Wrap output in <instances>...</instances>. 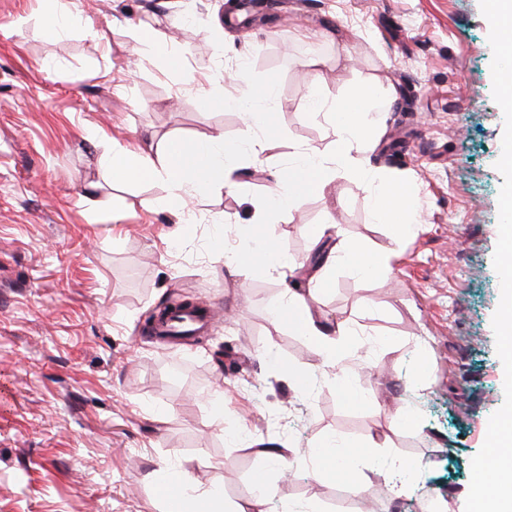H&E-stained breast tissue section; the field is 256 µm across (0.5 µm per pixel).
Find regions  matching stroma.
I'll return each instance as SVG.
<instances>
[{
	"label": "stroma",
	"mask_w": 512,
	"mask_h": 512,
	"mask_svg": "<svg viewBox=\"0 0 512 512\" xmlns=\"http://www.w3.org/2000/svg\"><path fill=\"white\" fill-rule=\"evenodd\" d=\"M240 2L62 0L103 32L95 42L78 28L47 39L43 0H0V512H163L154 475L176 464L242 506L271 447L287 454L263 512H357L358 497L370 512L462 508L504 402L492 329L504 116L489 22L479 0H261L242 21L231 10ZM145 25L180 49L181 68L134 55L131 33ZM307 47L327 102L358 82L395 92L354 162L412 182L413 226L395 240L340 171L271 224L289 269L240 275L206 251L208 233L225 225L239 247L253 196L283 164L334 148L331 126L307 114ZM243 61L252 82L275 81L278 102L277 137L236 161L244 193L198 192L177 214L161 204L164 180L110 181L97 160L111 148L243 138L241 111L205 104L241 95ZM327 223L328 245L356 244L389 268L364 277L343 260L309 280L310 230ZM298 284L346 356L368 360L351 376L359 397L272 318ZM184 298L214 312L208 328L188 341L144 336ZM293 371L308 375L305 392ZM326 437L421 469L399 496L377 470L359 488L317 475L296 451Z\"/></svg>",
	"instance_id": "obj_1"
}]
</instances>
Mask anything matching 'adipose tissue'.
Here are the masks:
<instances>
[{"mask_svg":"<svg viewBox=\"0 0 512 512\" xmlns=\"http://www.w3.org/2000/svg\"><path fill=\"white\" fill-rule=\"evenodd\" d=\"M237 76L245 87L241 96L230 99L224 95L210 96L213 108L231 105L244 110L248 121L258 124L264 140L276 137L275 84L267 80L253 83L248 79L247 65H239ZM256 142L245 143L216 136L211 140L186 143L175 137H166L150 143L147 148L136 151H119L101 158L100 163L113 182L138 183L158 177L164 178L168 192L164 200L166 208L182 211L196 190L212 184L223 185L237 192L242 188L235 171L236 158L244 151H255ZM276 320L293 325L307 336L314 348L322 355L325 364L338 365L344 352L339 342L325 334L310 313L302 295L289 293L285 302L273 310ZM310 456L322 464L324 474L338 479L348 476L350 484L363 485L366 478V451H358L350 473H343L342 451L335 440H328L324 447L313 448ZM160 484L167 498V512H223V500L217 490L199 492L193 489L190 474L185 468L163 469Z\"/></svg>","mask_w":512,"mask_h":512,"instance_id":"1","label":"adipose tissue"}]
</instances>
